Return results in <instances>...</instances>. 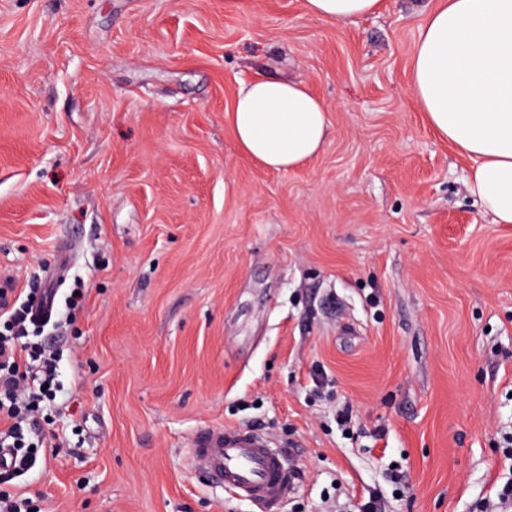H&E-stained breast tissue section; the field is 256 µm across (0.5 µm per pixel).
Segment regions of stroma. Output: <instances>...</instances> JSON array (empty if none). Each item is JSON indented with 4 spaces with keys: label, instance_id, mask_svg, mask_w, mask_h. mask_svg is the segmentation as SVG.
Wrapping results in <instances>:
<instances>
[{
    "label": "stroma",
    "instance_id": "35a3bbf8",
    "mask_svg": "<svg viewBox=\"0 0 512 512\" xmlns=\"http://www.w3.org/2000/svg\"><path fill=\"white\" fill-rule=\"evenodd\" d=\"M304 0H0V287L86 298L49 333L64 439L21 477L42 512H473L512 474V224L410 86L425 9ZM292 74L330 109L274 172L224 119ZM352 413L341 425V410ZM258 428L300 477L263 506L194 469ZM382 0H305L312 16L328 21L353 20L377 13Z\"/></svg>",
    "mask_w": 512,
    "mask_h": 512
}]
</instances>
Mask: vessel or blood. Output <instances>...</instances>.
<instances>
[{"instance_id":"b4317fda","label":"vessel or blood","mask_w":512,"mask_h":512,"mask_svg":"<svg viewBox=\"0 0 512 512\" xmlns=\"http://www.w3.org/2000/svg\"><path fill=\"white\" fill-rule=\"evenodd\" d=\"M193 446L199 471L235 495L271 504L294 489L295 478L282 451L263 433L206 428L196 434Z\"/></svg>"}]
</instances>
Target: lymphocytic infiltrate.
Returning <instances> with one entry per match:
<instances>
[{"instance_id":"obj_1","label":"lymphocytic infiltrate","mask_w":512,"mask_h":512,"mask_svg":"<svg viewBox=\"0 0 512 512\" xmlns=\"http://www.w3.org/2000/svg\"><path fill=\"white\" fill-rule=\"evenodd\" d=\"M47 298L37 275L19 293L0 289V447L10 451L0 462V512H40L14 481L36 467L40 449L56 445V434L39 431L37 419L61 390V356L40 338L58 326L60 313L82 307L85 292L71 289L60 309L47 306Z\"/></svg>"}]
</instances>
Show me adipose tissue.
Instances as JSON below:
<instances>
[{
	"instance_id": "ef3b65f1",
	"label": "adipose tissue",
	"mask_w": 512,
	"mask_h": 512,
	"mask_svg": "<svg viewBox=\"0 0 512 512\" xmlns=\"http://www.w3.org/2000/svg\"><path fill=\"white\" fill-rule=\"evenodd\" d=\"M382 0H305L312 16L353 20ZM411 86L431 129L473 160L467 189L493 223L512 224V0H441L413 48ZM239 152L264 169H299L322 151L324 102L301 80L240 83L227 113Z\"/></svg>"
}]
</instances>
